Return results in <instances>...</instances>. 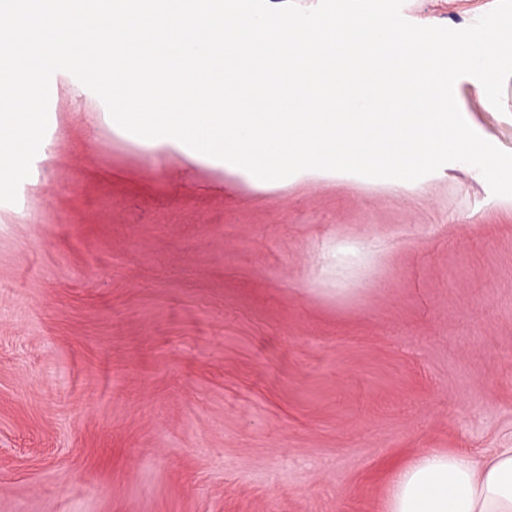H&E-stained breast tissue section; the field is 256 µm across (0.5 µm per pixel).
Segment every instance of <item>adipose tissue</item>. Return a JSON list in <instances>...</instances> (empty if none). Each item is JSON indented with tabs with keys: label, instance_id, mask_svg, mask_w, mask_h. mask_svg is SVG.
Returning a JSON list of instances; mask_svg holds the SVG:
<instances>
[{
	"label": "adipose tissue",
	"instance_id": "ef3b65f1",
	"mask_svg": "<svg viewBox=\"0 0 512 512\" xmlns=\"http://www.w3.org/2000/svg\"><path fill=\"white\" fill-rule=\"evenodd\" d=\"M382 512H512V448L413 455L391 468Z\"/></svg>",
	"mask_w": 512,
	"mask_h": 512
}]
</instances>
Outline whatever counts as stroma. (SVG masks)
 Here are the masks:
<instances>
[{
    "label": "stroma",
    "instance_id": "obj_1",
    "mask_svg": "<svg viewBox=\"0 0 512 512\" xmlns=\"http://www.w3.org/2000/svg\"><path fill=\"white\" fill-rule=\"evenodd\" d=\"M57 78L40 181L0 203V512H381L398 459L512 447V198L476 168L259 193ZM475 83L512 152V79L499 109Z\"/></svg>",
    "mask_w": 512,
    "mask_h": 512
}]
</instances>
